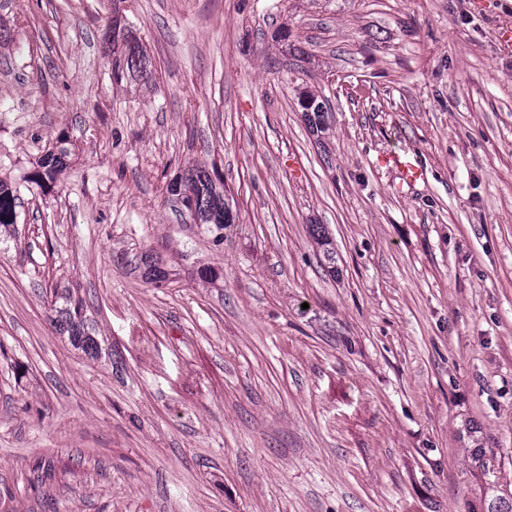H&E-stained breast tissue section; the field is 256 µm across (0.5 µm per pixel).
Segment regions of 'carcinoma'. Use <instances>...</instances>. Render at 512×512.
I'll return each mask as SVG.
<instances>
[{
    "label": "carcinoma",
    "instance_id": "obj_1",
    "mask_svg": "<svg viewBox=\"0 0 512 512\" xmlns=\"http://www.w3.org/2000/svg\"><path fill=\"white\" fill-rule=\"evenodd\" d=\"M147 58L140 47L127 46V51L115 59L113 76L119 80L124 74L139 73L148 78L152 73L146 69ZM302 107L310 125L316 129H326L324 122L326 103L310 92L303 94ZM70 155L67 142L61 139L55 148L49 151L39 162V169L33 171L27 182L38 187H47L54 183L61 169L66 165ZM168 194L180 197L186 191L195 197L194 216L201 224H212L220 231L233 223V213L228 203L224 201V180L217 176V170L205 167L187 169L181 176L169 183ZM19 190L12 184L0 179V231H7L17 223V200ZM56 298L63 301L64 308L60 309L62 319L59 327L70 336L75 346L88 355L99 352V344L91 334L82 317L80 303L67 293H54ZM475 465L480 472V492L482 512H512V478L493 464L492 460L482 454L475 456Z\"/></svg>",
    "mask_w": 512,
    "mask_h": 512
}]
</instances>
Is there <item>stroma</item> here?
I'll use <instances>...</instances> for the list:
<instances>
[{
	"instance_id": "1",
	"label": "stroma",
	"mask_w": 512,
	"mask_h": 512,
	"mask_svg": "<svg viewBox=\"0 0 512 512\" xmlns=\"http://www.w3.org/2000/svg\"><path fill=\"white\" fill-rule=\"evenodd\" d=\"M0 15V178L23 199L0 236V512H471L475 451L512 473V0ZM116 22L152 78L113 79ZM62 134L60 181L25 185ZM195 164L224 179L219 243L166 191ZM57 288L96 357L59 333ZM319 96H315L314 94L310 92H305L303 94V102L302 107L304 110H306L305 116L307 117V120L312 127L315 125L316 130L320 131L323 129H326V124L324 122L325 112L326 111V103L325 99L319 101ZM309 110H311L312 115L309 114ZM379 166L395 167L402 176V180L409 185H414L420 180H424L426 173L422 167L415 164L410 159L397 153H385L377 158Z\"/></svg>"
}]
</instances>
